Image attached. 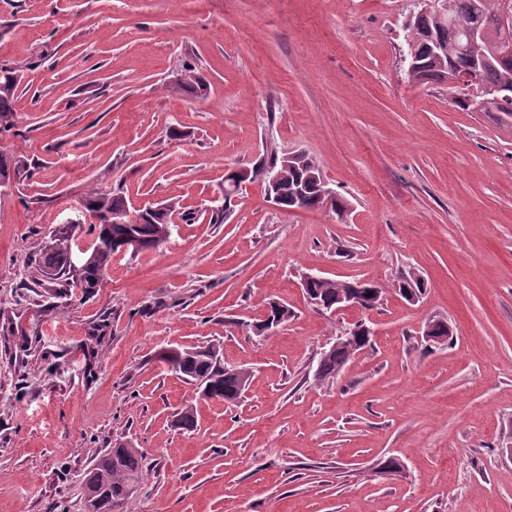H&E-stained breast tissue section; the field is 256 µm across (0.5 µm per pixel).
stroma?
Segmentation results:
<instances>
[{
    "mask_svg": "<svg viewBox=\"0 0 512 512\" xmlns=\"http://www.w3.org/2000/svg\"><path fill=\"white\" fill-rule=\"evenodd\" d=\"M414 0H0V64L25 65L0 150V512H85L84 477L128 443L131 512H512V116L405 79ZM195 66L207 87L178 83ZM303 151L347 211L273 207L224 176ZM174 199L160 248L113 259L98 293L28 264L94 194ZM229 207L224 223L214 209ZM415 271L418 300L394 290ZM377 285L316 311L303 274ZM293 311L272 336L269 302ZM433 319L453 329L425 340ZM375 329L332 383L348 324ZM221 343L253 377L235 406L158 352ZM194 409V431L176 423ZM398 457L405 469L383 474ZM365 324L364 322H356L355 324H350L348 328L345 329L344 336H348L347 338L343 339L342 334L340 336L336 337V341L330 346V349L333 350L334 348L339 347L342 343H346L342 349H335L334 351H327L326 354H322L323 352H326V349L322 351L319 363L317 364V368L314 373V378L317 382H334L344 371L347 364L350 361V353L347 349V346L349 344H355L357 345V349H361L362 347L366 346L367 343L371 342L370 337L365 340L363 338L362 331H360L357 334H354L353 329L358 328ZM351 336H357L354 341H349L352 339Z\"/></svg>",
    "mask_w": 512,
    "mask_h": 512,
    "instance_id": "stroma-1",
    "label": "stroma"
}]
</instances>
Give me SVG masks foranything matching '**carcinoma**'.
<instances>
[{"instance_id": "carcinoma-1", "label": "carcinoma", "mask_w": 512, "mask_h": 512, "mask_svg": "<svg viewBox=\"0 0 512 512\" xmlns=\"http://www.w3.org/2000/svg\"><path fill=\"white\" fill-rule=\"evenodd\" d=\"M448 8L442 12L432 9L416 11L403 23L406 45L415 49L417 71L412 82L425 84L435 82L448 86V99L457 107L477 112H503L512 115V60L497 59L496 39L492 35L473 38V28H492L503 17L505 11H512V0H447ZM480 66L479 83L486 88H500L504 98L488 104L483 98L464 90L460 76L463 72ZM23 67L0 66V127L12 120L13 104L22 80ZM182 89L201 96L206 84L191 66L184 68ZM25 168L24 163L10 153L0 152V186L16 178ZM285 170V175L271 189L279 195L285 208L294 206L293 193L296 186H306L305 204L309 209H330L337 216L346 212V202L335 196L324 195L322 182L310 179V174L319 168L308 154L297 156L291 164L284 165V158L274 157L256 167L260 172L274 174ZM177 202L171 200L142 218L137 224V233L144 241V249L158 248L170 235L172 213ZM127 206L125 197L119 193L95 195L85 204L90 215L89 230L97 236L98 246L88 256V263L82 273H75L68 256L71 234L60 229L43 246L29 265V277L36 285L49 281L62 288L76 287L85 294L94 293L96 281L105 274L116 255L114 244L126 232L122 224H110L112 211ZM424 281L420 275L408 274L401 277L396 286L399 294L410 299L419 296ZM351 282L335 279L313 281L308 290L325 301H336V295L350 290ZM158 359L184 381L193 382L198 375H204L211 383L212 397L229 405L240 398L238 391L251 380V370L245 366L231 373L224 366L221 348L211 344L205 347H171L160 351ZM350 361L347 348L329 351L320 356L314 373L318 382L335 381ZM143 480V454L139 449L126 445L104 449L95 456L90 471L85 476L87 510L89 512H114V507L124 506L132 500L127 493L131 485Z\"/></svg>"}]
</instances>
